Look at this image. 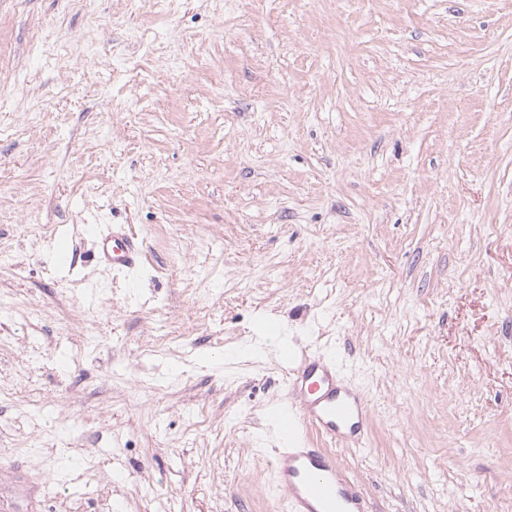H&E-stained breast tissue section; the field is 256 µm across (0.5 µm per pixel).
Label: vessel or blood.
<instances>
[{
  "label": "vessel or blood",
  "mask_w": 512,
  "mask_h": 512,
  "mask_svg": "<svg viewBox=\"0 0 512 512\" xmlns=\"http://www.w3.org/2000/svg\"><path fill=\"white\" fill-rule=\"evenodd\" d=\"M101 260L116 269L141 266L133 236L115 231L100 235ZM288 369L286 403L277 414L284 440L272 457L277 485L287 512H365L363 498L347 480L336 448H363L368 442V406L336 378L335 362L299 364L296 354L283 357ZM328 448H321V441Z\"/></svg>",
  "instance_id": "vessel-or-blood-1"
}]
</instances>
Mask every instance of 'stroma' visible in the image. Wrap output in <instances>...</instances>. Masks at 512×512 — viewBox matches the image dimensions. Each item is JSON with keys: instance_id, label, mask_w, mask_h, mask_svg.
Returning <instances> with one entry per match:
<instances>
[{"instance_id": "35a3bbf8", "label": "stroma", "mask_w": 512, "mask_h": 512, "mask_svg": "<svg viewBox=\"0 0 512 512\" xmlns=\"http://www.w3.org/2000/svg\"><path fill=\"white\" fill-rule=\"evenodd\" d=\"M285 345L371 512H512V0H0V512H270ZM98 256L116 269L136 270L142 264L136 239L114 229L112 234L99 233Z\"/></svg>"}]
</instances>
